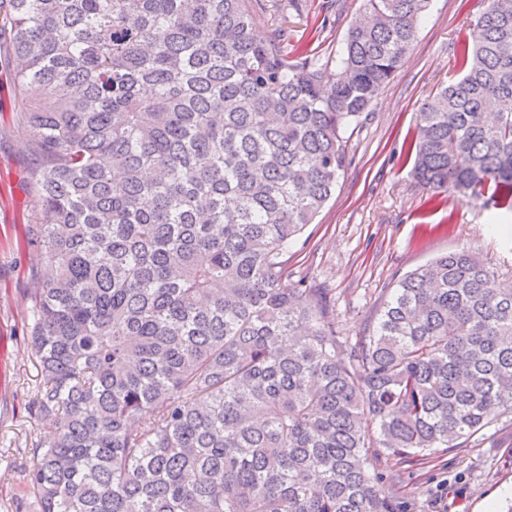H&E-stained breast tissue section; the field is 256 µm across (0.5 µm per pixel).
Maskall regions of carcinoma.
<instances>
[{
	"mask_svg": "<svg viewBox=\"0 0 512 512\" xmlns=\"http://www.w3.org/2000/svg\"><path fill=\"white\" fill-rule=\"evenodd\" d=\"M408 146L433 198L512 192V0H487ZM430 0H363L336 68L255 33L252 0H0L22 103L38 512H401L422 466L512 411V278L477 253L396 281L343 350L285 285Z\"/></svg>",
	"mask_w": 512,
	"mask_h": 512,
	"instance_id": "obj_1",
	"label": "carcinoma"
}]
</instances>
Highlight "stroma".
Listing matches in <instances>:
<instances>
[{"label": "stroma", "mask_w": 512, "mask_h": 512, "mask_svg": "<svg viewBox=\"0 0 512 512\" xmlns=\"http://www.w3.org/2000/svg\"><path fill=\"white\" fill-rule=\"evenodd\" d=\"M486 0H432L414 44L367 114L348 131L347 161L314 224L288 249V281L329 289V319L347 341L371 332L398 278L433 258L479 253L512 277V212L429 202L404 147L422 103L453 76L454 59L473 46ZM361 0H258L260 36L284 35L290 54L339 59L361 17ZM13 73L0 68V512L27 497L22 470L54 430L30 412L40 368L29 336V291L38 264L28 234L32 202L18 128ZM405 512H505L512 502V413H503L460 447L412 471L400 470Z\"/></svg>", "instance_id": "stroma-1"}]
</instances>
